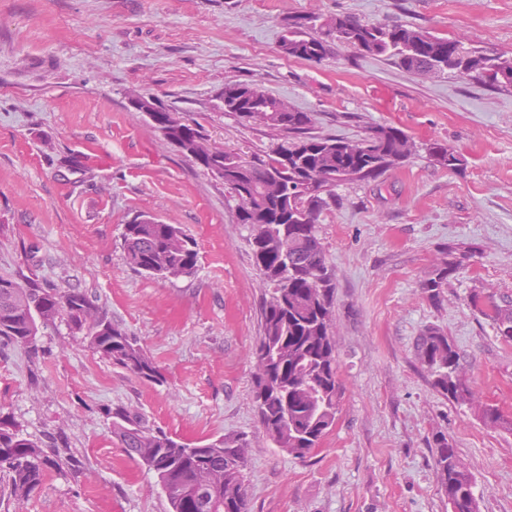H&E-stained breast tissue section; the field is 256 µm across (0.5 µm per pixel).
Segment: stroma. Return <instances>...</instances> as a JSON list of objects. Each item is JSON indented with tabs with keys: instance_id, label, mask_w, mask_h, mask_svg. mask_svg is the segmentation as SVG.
<instances>
[{
	"instance_id": "stroma-1",
	"label": "stroma",
	"mask_w": 512,
	"mask_h": 512,
	"mask_svg": "<svg viewBox=\"0 0 512 512\" xmlns=\"http://www.w3.org/2000/svg\"><path fill=\"white\" fill-rule=\"evenodd\" d=\"M309 13L407 23L512 53V0H0V270L40 260L39 275L96 299L165 378L102 359L62 322L42 330L38 354L0 346V415L35 438L63 427L80 461L0 512H168L152 474L112 434L105 411L118 405L187 442L244 441L249 512H450L431 448L439 432L474 476L478 512H512V342L470 303L476 290L512 303V92L424 79L348 46L318 63L285 57L286 21ZM238 82L311 113L316 134L356 140L394 126L465 160L451 172L419 155L338 187L321 216L344 394L335 427L303 459L268 440L253 403L268 286L236 204L128 105L157 96L218 145L264 154L270 131L217 108ZM141 212L197 241L194 276L127 266L124 226ZM448 249L474 259L435 305L419 283ZM430 325L510 427L432 389L414 356Z\"/></svg>"
}]
</instances>
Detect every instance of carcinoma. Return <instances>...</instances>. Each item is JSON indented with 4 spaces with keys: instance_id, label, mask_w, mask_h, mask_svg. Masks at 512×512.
I'll use <instances>...</instances> for the list:
<instances>
[{
    "instance_id": "carcinoma-1",
    "label": "carcinoma",
    "mask_w": 512,
    "mask_h": 512,
    "mask_svg": "<svg viewBox=\"0 0 512 512\" xmlns=\"http://www.w3.org/2000/svg\"><path fill=\"white\" fill-rule=\"evenodd\" d=\"M335 45L384 57L423 78L448 74L512 90V56L412 25L366 23L353 14L298 15L288 19L280 39L285 56L307 62L324 58ZM218 100L223 112L277 133L279 142L266 155L244 160L212 142L202 125L180 112L171 114L162 105L159 119L165 138L176 142L185 158L208 174L221 173L219 179L236 202L238 223L250 233L257 271L271 287L262 308L263 335L253 352V401L273 444L303 459L336 424L343 393L333 337L336 270L318 237L320 218L335 202L337 187L381 177L414 158L418 146L403 130L385 125L370 127L354 141L315 136L311 113L255 83L227 84ZM425 152L450 171L463 166L461 155L438 141L425 145ZM123 250L127 265L145 276L179 278L197 271V243L179 224L133 219L125 225ZM468 259L467 254L443 252L421 281V295L440 303L448 280ZM472 303L483 306L499 337L512 340L511 306L478 293ZM59 320L73 340L102 358L143 379L161 380L136 337L113 323L85 292L60 288L37 274L0 272L1 343L36 355L40 329ZM417 359L438 393L487 424H502L498 410L481 404L470 390L459 354L443 330L428 326L422 331ZM107 414L127 456L153 473L169 512H248L246 443L219 436L191 445L150 426L132 408L117 406ZM433 445L451 512H477L474 478L456 449L442 433L433 436ZM75 463L62 430L47 443L0 417V487L8 499L28 500L50 470Z\"/></svg>"
}]
</instances>
